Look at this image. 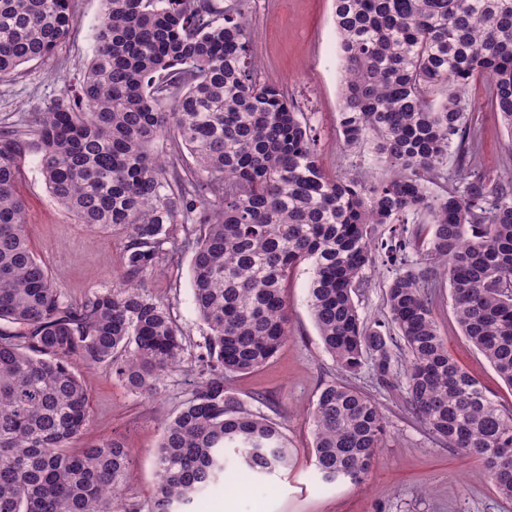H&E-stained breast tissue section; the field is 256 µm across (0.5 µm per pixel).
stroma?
I'll use <instances>...</instances> for the list:
<instances>
[{
    "mask_svg": "<svg viewBox=\"0 0 512 512\" xmlns=\"http://www.w3.org/2000/svg\"><path fill=\"white\" fill-rule=\"evenodd\" d=\"M246 9L257 79L283 88L308 118L324 170L366 181L386 177L389 169L377 160L371 144L347 149L340 138L342 71L334 0H248ZM74 20V37L55 55L0 78V127L51 106L62 98L68 80L84 69L94 52L93 32L101 22L100 0H74ZM487 88L486 81L472 82L465 99L469 137L477 146L473 169L495 176L512 170V138L490 110ZM17 190L25 203L30 246L69 301L78 303L92 292L121 285L124 229L77 223L51 198L37 155L26 156ZM395 274V268L380 263L366 270L368 286L358 297L365 321L386 315V289ZM309 284L304 265L288 281L285 296L292 334L273 362L231 381L248 408L280 424L291 450L288 470L253 477L248 512H512V500L502 498L491 480L482 476L480 463L435 443L405 411L397 391L380 387L367 366L347 375L346 381L380 403L390 435L364 484L320 479L313 465V436L303 413L337 372L310 314ZM145 286L170 303L191 341L201 340L206 328L194 304L189 258L146 275ZM433 309L441 335L448 338L449 353L502 404L511 406L512 389L462 335L447 281L435 288ZM80 375L91 398L86 442L116 438L129 448L135 478L124 494L129 503L145 504L156 489L155 451L163 423L189 397V375L178 372L169 377L155 400L129 391L105 368H84Z\"/></svg>",
    "mask_w": 512,
    "mask_h": 512,
    "instance_id": "stroma-1",
    "label": "stroma"
}]
</instances>
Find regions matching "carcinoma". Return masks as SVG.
Here are the masks:
<instances>
[{
  "label": "carcinoma",
  "mask_w": 512,
  "mask_h": 512,
  "mask_svg": "<svg viewBox=\"0 0 512 512\" xmlns=\"http://www.w3.org/2000/svg\"><path fill=\"white\" fill-rule=\"evenodd\" d=\"M101 5L70 95L0 130V512H177L226 478L227 448L254 474L287 467L279 424L246 408L229 381L290 337L284 288L303 262L339 372L372 362L433 440L477 459L512 499V407L450 356L432 304L448 280L464 336L512 388V172L466 171L462 100L487 80L512 135V0H335L343 144L372 142L392 169L370 182L326 173L304 114L256 82L246 0ZM73 30L72 0H0V77L50 57ZM163 134L170 154L150 149ZM453 145L459 184L435 194ZM30 151L78 223L125 229L121 287L74 304L54 286L17 193ZM185 254L206 334L190 397L163 423L142 511L123 498L133 472L121 441L77 447L91 410L77 369L104 367L147 399L184 371L190 342L142 280ZM378 257L401 270L388 316L369 325L354 295ZM306 420L321 479L362 483L388 434L379 403L333 380Z\"/></svg>",
  "instance_id": "obj_1"
}]
</instances>
